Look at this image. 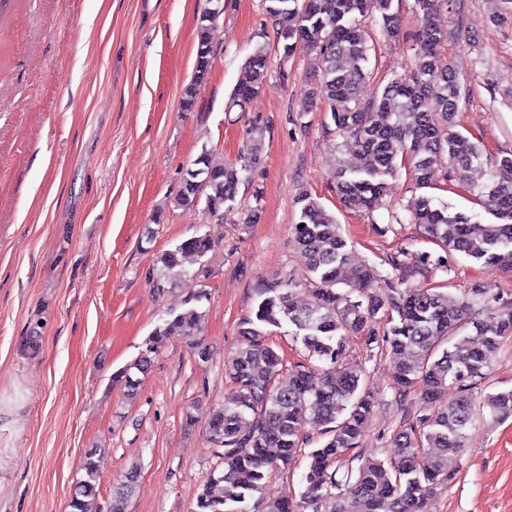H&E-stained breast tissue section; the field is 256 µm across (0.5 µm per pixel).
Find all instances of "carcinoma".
<instances>
[{"mask_svg": "<svg viewBox=\"0 0 512 512\" xmlns=\"http://www.w3.org/2000/svg\"><path fill=\"white\" fill-rule=\"evenodd\" d=\"M220 2L206 0L197 18L194 79L183 93L187 109L208 74ZM393 2L269 0L268 11L279 20L283 55L306 50L319 62L308 99L329 112L334 134L358 147L356 161L342 162L334 172L336 194L347 210L372 213L383 206L389 182L402 172L418 189L446 192L448 183L465 184L472 171L487 167L489 178L475 197L495 221H474L426 193L418 197L409 223L448 255L512 272V156L488 155L481 142L459 129V77L452 65H437L448 42L439 16L449 0H414L421 32L409 74L389 79L374 96L364 97L374 70L362 19L374 16L384 37L398 40L400 20ZM268 81L267 44L258 41L242 67L232 104L243 106ZM260 164L256 144L239 162L225 166L213 163L204 148L185 170L177 203L185 210L222 216L233 207L239 184ZM438 170L443 172L440 185L434 182ZM295 204L293 233L306 260L313 300L303 305L291 279L260 288L252 315L224 361L232 388L206 426L219 463L197 496L195 512H254L260 504L264 512H427V497L447 485L460 467L468 431L478 417L512 416V390L482 392L477 387L502 342L512 338V302L489 301L478 283L459 297L440 285L383 279L375 266L356 261L335 215L319 197L303 189ZM217 245L209 235L195 234L160 255L163 276L190 284L187 308L157 327L141 356L113 374L112 382L126 395L136 392L134 372L147 370L169 336L195 337L194 355L209 359L210 351L196 338L203 317L200 303L207 298L199 282L208 269L189 274L182 260L202 258ZM426 260V254L400 250L390 265L402 270ZM284 326L303 348L304 361L291 368L270 342L271 328ZM358 337L364 338L366 358L376 349L392 362L399 397L419 388L425 403L416 423L393 437L382 458L367 456L361 448L373 407L361 388L363 367L342 366L347 347ZM451 388L456 396L450 400ZM310 417L322 422L326 439L304 453ZM100 452L91 448L85 453L70 512H87L86 498L96 495ZM301 457L306 463L299 498L263 501L266 480ZM138 476L136 469L125 474L113 491L110 512H126Z\"/></svg>", "mask_w": 512, "mask_h": 512, "instance_id": "carcinoma-1", "label": "carcinoma"}]
</instances>
